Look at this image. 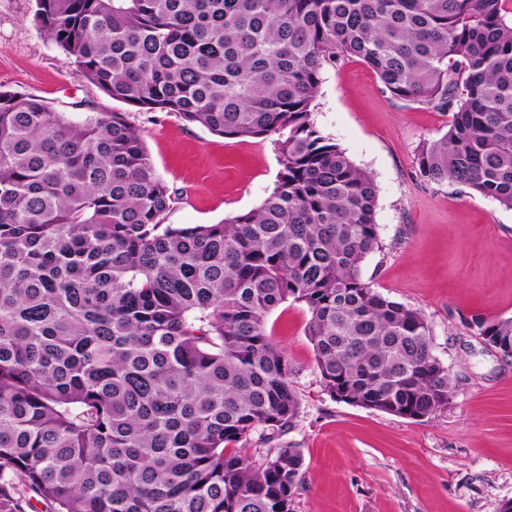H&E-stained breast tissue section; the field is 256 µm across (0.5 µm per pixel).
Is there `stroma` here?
<instances>
[{
    "mask_svg": "<svg viewBox=\"0 0 512 512\" xmlns=\"http://www.w3.org/2000/svg\"><path fill=\"white\" fill-rule=\"evenodd\" d=\"M34 7L0 0V89L125 113L178 193L167 223L217 224L271 191L279 170L272 138L221 137L109 98L39 30ZM312 120L378 187L380 247L363 263L364 280L424 313L457 392L447 409L420 420L333 400L306 335L307 308L273 310L267 329L296 370L301 402L282 437L304 456L293 512H500L512 500V359L488 349L467 322L475 313L512 316V209L462 185L424 181L419 148L447 132V113L391 97L361 61L325 67Z\"/></svg>",
    "mask_w": 512,
    "mask_h": 512,
    "instance_id": "1",
    "label": "stroma"
}]
</instances>
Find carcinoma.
<instances>
[{
    "label": "carcinoma",
    "mask_w": 512,
    "mask_h": 512,
    "mask_svg": "<svg viewBox=\"0 0 512 512\" xmlns=\"http://www.w3.org/2000/svg\"><path fill=\"white\" fill-rule=\"evenodd\" d=\"M110 98L223 137L276 136L259 207L166 224L174 203L123 112L0 91V512H292L300 402L267 330L310 313L323 390L419 420L455 380L421 311L362 276L373 176L311 120L323 68L369 65L451 116L421 177L512 209L509 0H35ZM468 328L512 358V317ZM269 444L259 461L252 440Z\"/></svg>",
    "instance_id": "cac0c4a2"
}]
</instances>
